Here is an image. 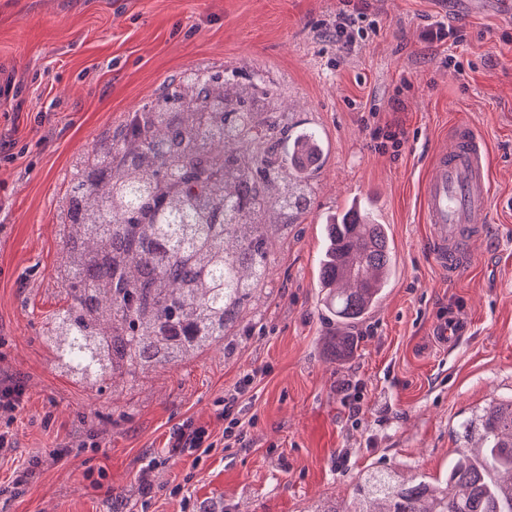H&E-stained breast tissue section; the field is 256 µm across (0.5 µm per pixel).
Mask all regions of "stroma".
I'll return each mask as SVG.
<instances>
[{
  "label": "stroma",
  "mask_w": 512,
  "mask_h": 512,
  "mask_svg": "<svg viewBox=\"0 0 512 512\" xmlns=\"http://www.w3.org/2000/svg\"><path fill=\"white\" fill-rule=\"evenodd\" d=\"M380 28L340 55L322 34L339 0H0V372L29 385L0 456V512H345L369 469L442 479L477 446L479 417L512 401V22L457 0H369ZM464 43L428 41L436 24ZM455 55L468 78L445 59ZM207 66L260 74L291 131L316 129L323 154L300 223L266 227L269 279L244 301L222 345L184 364L89 388L55 365L46 331L62 305L54 268L63 198L77 157L159 88ZM490 147L494 203L486 237L451 276L428 250L420 188L451 122ZM403 125L399 155L375 151L370 126ZM357 203L388 227L396 273L355 326L316 286L323 226ZM470 328L445 349L449 315ZM335 336L357 341L336 356ZM258 370L243 446L225 447V393ZM363 386L353 415L338 388ZM213 445L169 457L186 419ZM100 449L88 447V440ZM73 445L63 460L48 449ZM42 461L23 487L14 468ZM157 458V485L137 493ZM182 495H172L174 486Z\"/></svg>",
  "instance_id": "1"
}]
</instances>
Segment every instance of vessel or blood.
Masks as SVG:
<instances>
[{
  "instance_id": "vessel-or-blood-1",
  "label": "vessel or blood",
  "mask_w": 512,
  "mask_h": 512,
  "mask_svg": "<svg viewBox=\"0 0 512 512\" xmlns=\"http://www.w3.org/2000/svg\"><path fill=\"white\" fill-rule=\"evenodd\" d=\"M493 187L489 147L466 122L458 123L447 146L438 149L422 184L423 216L431 226L429 248L436 264L458 271L490 221Z\"/></svg>"
}]
</instances>
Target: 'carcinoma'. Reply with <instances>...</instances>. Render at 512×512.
Listing matches in <instances>:
<instances>
[{"instance_id": "obj_1", "label": "carcinoma", "mask_w": 512, "mask_h": 512, "mask_svg": "<svg viewBox=\"0 0 512 512\" xmlns=\"http://www.w3.org/2000/svg\"><path fill=\"white\" fill-rule=\"evenodd\" d=\"M267 84L197 68L170 81L73 165L62 211L55 277L66 306L49 329L64 372L93 386L178 366L224 342L241 304L268 280L267 216L296 224L311 186L306 129L280 143L284 116ZM394 254L386 225L351 210L325 225L318 261L324 305L344 323L363 320L383 294ZM190 321L187 340L170 328ZM481 443L448 467L447 483L405 484L375 470L353 512H512V402L482 418Z\"/></svg>"}]
</instances>
